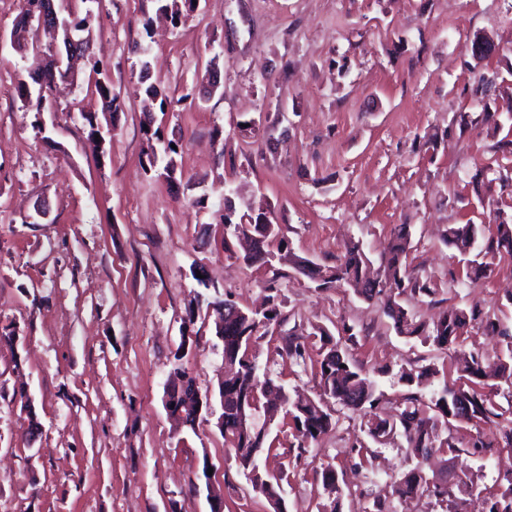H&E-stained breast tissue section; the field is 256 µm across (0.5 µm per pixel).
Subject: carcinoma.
<instances>
[{
    "instance_id": "1",
    "label": "carcinoma",
    "mask_w": 512,
    "mask_h": 512,
    "mask_svg": "<svg viewBox=\"0 0 512 512\" xmlns=\"http://www.w3.org/2000/svg\"><path fill=\"white\" fill-rule=\"evenodd\" d=\"M24 6L16 18L11 34L15 36L14 50L21 55H28V38L32 31L40 28V18L47 0H23ZM157 10L170 14L174 22L181 21L195 9L193 0H152ZM66 14L73 41H63L67 63L62 67L45 63L41 54L35 52L27 70L28 78L19 79L9 90L11 96L22 104L24 110L42 111L45 93L52 89L58 80L78 81L69 60L85 58L92 62V72L98 78L88 83L109 112L119 108L118 97L112 92V85L107 75L92 60V54L70 50L77 44L87 48L89 39L82 36L88 29L90 14L79 16L70 8H63ZM224 235H243L250 237L262 229L261 238L252 240V252L243 260L253 263L263 253H270V248L282 246L279 230L273 224H240L232 222L225 216ZM497 236L490 239L486 252H505L512 256V221L499 218ZM481 236V227L476 224L450 225L444 234V242L461 255L473 251V245ZM411 245L407 228H401L393 237L388 251L382 255L377 271H370L371 261L357 244L346 248L343 258L335 268L325 271L308 259L291 257L294 267L312 280L322 285L345 283L367 301H376L383 307L384 313L392 320L395 330L408 337H417L423 342L439 349H455L465 341L464 333L472 325L486 336H504L509 338L498 356L496 368L487 370L481 355L472 352L465 360L464 374L455 380H446L443 385L431 392L428 399L421 391L432 386L434 372L425 368L418 373L401 371L399 381L417 388V392L405 398L404 407L393 419H386L375 412L379 397L376 386L349 354L347 346L355 343L353 328L344 325L341 328L339 343L331 347L319 362L315 374L319 392L306 399L292 400L282 395L279 408L286 409L301 442L316 439L328 428L337 425L334 417L335 407H340L359 414L361 427L376 444H385L401 437L405 443L410 459L415 465L393 481V494L400 499L409 500L426 496L443 507V512H464L465 496L477 489L474 477L467 473L453 476V483L448 477L428 475L424 463L434 456L445 457L460 452L481 456L491 443L485 441V430H496L505 447L512 449V403L503 407L495 401L501 390H507L512 396V329L499 316H489L470 308L450 306L428 327L415 321L414 316L402 305L401 297L405 295L434 297L438 288L428 278L407 271L406 260ZM276 306L256 317L245 326L224 314V325L214 324L215 337L224 349V381L218 387L219 396L224 398V447L235 452L240 464L245 469L253 470L252 483L267 499L271 512H283L280 508L283 498L279 479H264L256 473L255 456L261 451L267 431L265 425L243 419V414L254 412L260 415L268 399L263 394L265 385H274L272 378L259 375V367L248 355V342L259 327H267L278 321ZM306 349L300 336L290 335L281 348L279 355L295 364L305 362ZM177 399V407L172 409L171 417L182 427L195 429L199 420L193 399L185 390ZM469 428L476 430L466 445H461L460 433ZM316 475L321 477V485L328 503L319 512H337L339 508V478L333 465L328 464ZM488 512H512V469L499 474L496 488L488 492Z\"/></svg>"
}]
</instances>
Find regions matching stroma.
<instances>
[{
	"instance_id": "35a3bbf8",
	"label": "stroma",
	"mask_w": 512,
	"mask_h": 512,
	"mask_svg": "<svg viewBox=\"0 0 512 512\" xmlns=\"http://www.w3.org/2000/svg\"><path fill=\"white\" fill-rule=\"evenodd\" d=\"M90 9L116 113L82 84L60 86L51 110L21 109L9 89L28 61L0 43V331L15 334L0 340V512H211L193 488L207 462L223 512H270L213 425L176 429L165 408L180 343L201 393L217 394L224 377L213 315L199 310L181 337L190 301L229 295L251 308L277 278L282 320L255 334L252 354L260 371L309 396L316 362L345 323L382 413L408 392L400 370L456 377L453 352L399 335L379 304L339 283L318 287L288 257L333 267L355 243L376 260L405 224L410 268L439 289L438 301L409 300L417 321L450 305L498 313L512 257L492 256L491 276L473 284L442 235L481 224L490 238L495 213L512 217V0H199L176 26L153 0ZM483 36L501 50L477 59L469 46ZM135 41L166 106L147 99ZM213 60L212 93L203 76ZM483 78L493 83L484 97ZM147 107L162 141L177 145L173 175L141 166ZM86 112L105 139L99 161ZM484 166L493 183L480 196L472 177ZM228 200L279 225L286 251L251 265L225 251ZM317 326L325 338L313 336ZM292 333L307 336L301 366L278 354ZM362 436L347 410L303 444L279 418L269 432L278 457L255 461L281 471L286 512H317L315 472L326 463L343 472L340 512H441L425 496H392L408 466L402 439L357 469ZM511 466L496 450L453 464L487 488Z\"/></svg>"
}]
</instances>
